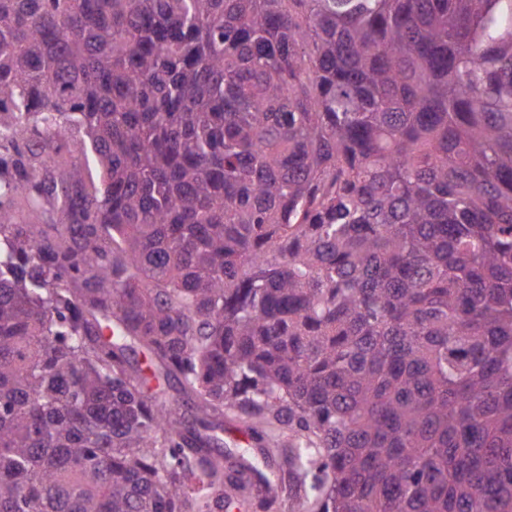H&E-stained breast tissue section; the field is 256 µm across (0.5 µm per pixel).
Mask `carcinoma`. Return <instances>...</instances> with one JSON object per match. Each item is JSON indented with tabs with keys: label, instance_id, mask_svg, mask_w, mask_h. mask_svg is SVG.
<instances>
[{
	"label": "carcinoma",
	"instance_id": "cac0c4a2",
	"mask_svg": "<svg viewBox=\"0 0 512 512\" xmlns=\"http://www.w3.org/2000/svg\"><path fill=\"white\" fill-rule=\"evenodd\" d=\"M226 410L512 512V0H0V512L220 510Z\"/></svg>",
	"mask_w": 512,
	"mask_h": 512
}]
</instances>
